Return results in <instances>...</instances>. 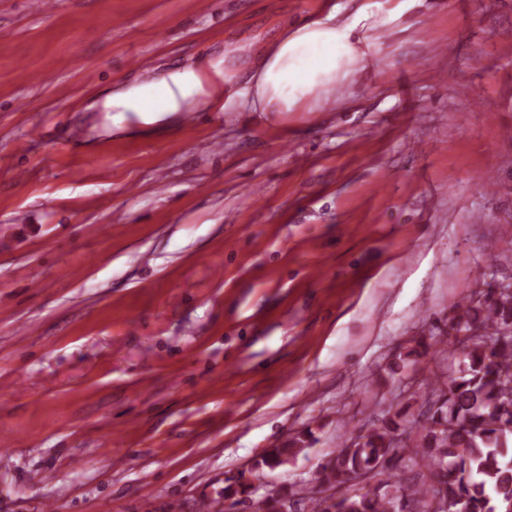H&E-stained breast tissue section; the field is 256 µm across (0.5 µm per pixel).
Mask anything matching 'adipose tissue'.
I'll return each instance as SVG.
<instances>
[{"label":"adipose tissue","mask_w":512,"mask_h":512,"mask_svg":"<svg viewBox=\"0 0 512 512\" xmlns=\"http://www.w3.org/2000/svg\"><path fill=\"white\" fill-rule=\"evenodd\" d=\"M372 16L365 5L341 24L331 11L300 25L281 27L277 37L253 56L252 74L243 92L253 111L273 122L332 100L337 85L350 81L360 67ZM235 76L228 58L205 57L118 85L97 108L111 113L116 130H126V115L131 112L136 116V131L158 133L178 114L231 100Z\"/></svg>","instance_id":"obj_1"}]
</instances>
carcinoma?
<instances>
[{
	"mask_svg": "<svg viewBox=\"0 0 512 512\" xmlns=\"http://www.w3.org/2000/svg\"><path fill=\"white\" fill-rule=\"evenodd\" d=\"M450 330L463 362L437 377L409 429L406 412L388 414L380 426L333 450L300 485L282 487L273 501L253 499L254 512H415L421 503L436 512L439 497L450 512H509L512 507V292L480 290L461 303ZM313 441L307 428L256 461L253 470L274 468ZM404 459L428 480L391 472ZM360 473L377 480L372 491L349 492ZM325 488L336 498L313 493Z\"/></svg>",
	"mask_w": 512,
	"mask_h": 512,
	"instance_id": "carcinoma-1",
	"label": "carcinoma"
}]
</instances>
